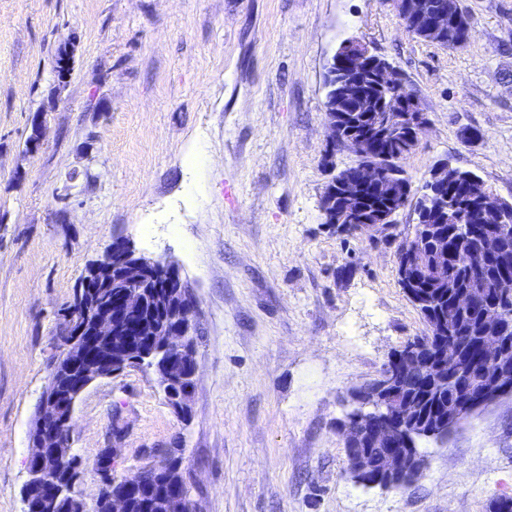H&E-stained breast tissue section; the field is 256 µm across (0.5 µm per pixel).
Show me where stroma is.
<instances>
[{"instance_id":"1","label":"stroma","mask_w":512,"mask_h":512,"mask_svg":"<svg viewBox=\"0 0 512 512\" xmlns=\"http://www.w3.org/2000/svg\"><path fill=\"white\" fill-rule=\"evenodd\" d=\"M469 37L407 33L389 0H0V512H22L29 433L87 268L116 240L194 295L188 417L153 373L92 382L71 420L78 497L112 449L132 475L176 451L194 512H489L512 497V402L469 418L406 489L348 475L336 422L426 325L381 242L325 223L324 65L345 40L393 62L429 119L404 161L512 201V0H461ZM71 74L59 83L60 50ZM481 136L463 142L459 132ZM40 130L37 150L27 148Z\"/></svg>"}]
</instances>
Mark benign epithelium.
<instances>
[{
  "mask_svg": "<svg viewBox=\"0 0 512 512\" xmlns=\"http://www.w3.org/2000/svg\"><path fill=\"white\" fill-rule=\"evenodd\" d=\"M462 13L460 0H448L418 16L424 35L440 43L448 30V10ZM375 81L379 90L390 92L406 87L397 69L386 59L375 55L367 45L348 40L330 56L325 75V111L340 119L328 124L329 143L340 142L355 152L357 160L336 174L326 188L328 201L322 206L324 223L345 227L362 223L363 231L372 238L391 235L394 224L388 213L371 214L362 204L361 189L375 184L384 191L391 186L380 181L385 156H374L364 150L366 136L343 125L347 112L360 99L365 82ZM409 125L411 130L424 129L429 119L411 98V108L400 111L389 106L377 109L371 128ZM446 162L436 164L424 183V213H448L456 218L455 234L462 243L472 238V221L483 224L493 217L496 224L480 242V250L488 257L499 254V229L512 226V203L492 192L478 196L469 214L460 213L463 206L452 196L434 187L440 176L448 172ZM78 289L72 306L70 328L65 348L53 365L49 385L43 392L36 421L30 432L27 481L22 489L23 512H56L61 500L74 498L78 473L73 469L57 470L60 462L72 457L69 423L81 393L95 380L119 374L133 362L144 363L160 357L156 371L173 394V408L186 413L195 389L197 375V324L193 313L196 302L173 262L145 258L124 242H115L93 264L92 273ZM167 305L159 319L139 318V307L149 295ZM482 321L489 335L483 341V353L493 378L475 395L461 398L451 415L430 423L419 418L409 400L395 402L392 395L399 383L410 376H424L440 385L448 383V375H462L468 370L460 349L450 344L440 351L438 361L428 368L420 358V348L405 344L390 358L386 370L368 385L350 393V426L343 434L344 446L359 469L367 468V457L358 448L360 441L386 448L383 471L399 476L407 471V455L421 439L444 440L460 423L493 404L512 401V353H508L498 336L501 332L500 310L485 304ZM167 489L160 492L163 512H191L185 485L166 480ZM106 494L90 509L78 503L79 512H130L134 498L154 495L152 485L135 484L122 476L110 478Z\"/></svg>",
  "mask_w": 512,
  "mask_h": 512,
  "instance_id": "1",
  "label": "benign epithelium"
}]
</instances>
